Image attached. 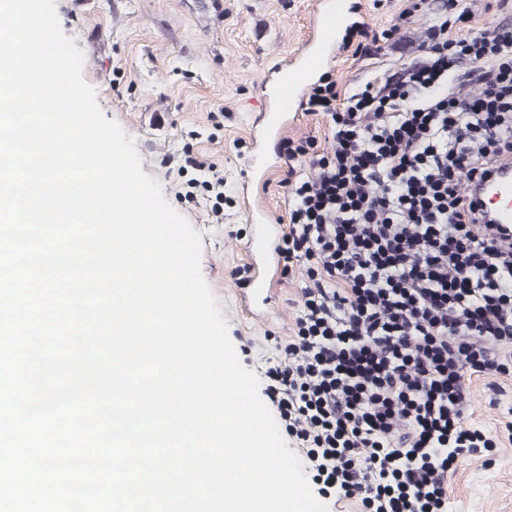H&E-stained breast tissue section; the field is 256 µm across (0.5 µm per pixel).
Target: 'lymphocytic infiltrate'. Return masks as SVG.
Wrapping results in <instances>:
<instances>
[{
  "label": "lymphocytic infiltrate",
  "instance_id": "1",
  "mask_svg": "<svg viewBox=\"0 0 512 512\" xmlns=\"http://www.w3.org/2000/svg\"><path fill=\"white\" fill-rule=\"evenodd\" d=\"M429 27L421 64L313 87L332 151L289 149L279 253L308 282L265 393L323 495L448 512V474L497 443L463 423L465 375L512 374V235L478 233L460 175L512 155V28ZM482 91L448 93L462 63Z\"/></svg>",
  "mask_w": 512,
  "mask_h": 512
}]
</instances>
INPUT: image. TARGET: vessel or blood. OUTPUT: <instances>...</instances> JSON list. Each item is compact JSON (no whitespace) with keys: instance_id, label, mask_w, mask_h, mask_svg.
I'll return each mask as SVG.
<instances>
[{"instance_id":"vessel-or-blood-1","label":"vessel or blood","mask_w":512,"mask_h":512,"mask_svg":"<svg viewBox=\"0 0 512 512\" xmlns=\"http://www.w3.org/2000/svg\"><path fill=\"white\" fill-rule=\"evenodd\" d=\"M352 7L347 0H319L316 14L317 26L313 37L294 57L274 63L269 75L263 78L261 89L266 108L256 120L263 138L269 139L283 134L302 105V93L316 74L334 57L339 45L340 33L347 27ZM250 178L241 183L239 192L244 209L251 224V234L245 248L253 259L263 261L274 257V243L280 236V226L275 219L261 212L254 204L253 183L255 177L264 175L269 164L260 149H252L248 161ZM493 176L491 196L476 200L477 223L492 221L503 229H512V158L499 160ZM241 305L250 310L267 302L270 296V281L266 273L254 272L242 284Z\"/></svg>"}]
</instances>
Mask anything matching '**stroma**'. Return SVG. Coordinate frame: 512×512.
Masks as SVG:
<instances>
[{"mask_svg":"<svg viewBox=\"0 0 512 512\" xmlns=\"http://www.w3.org/2000/svg\"><path fill=\"white\" fill-rule=\"evenodd\" d=\"M322 81L339 90L420 61L417 45L446 0H361ZM66 36L85 55L83 76L107 119L130 137L142 170L200 234L202 270L242 364L258 370L275 340L293 334L304 270L276 276L275 299L260 315L239 305L236 270L248 266L251 232L239 193L255 120L258 86L268 64L310 39L317 0H55ZM332 146L326 117L305 113L270 146L277 163L254 201L287 224L291 198L287 142ZM224 178L223 216L203 186ZM466 424L500 436L492 464L466 460L448 478L450 512H512V376H466Z\"/></svg>","mask_w":512,"mask_h":512,"instance_id":"obj_1","label":"stroma"}]
</instances>
